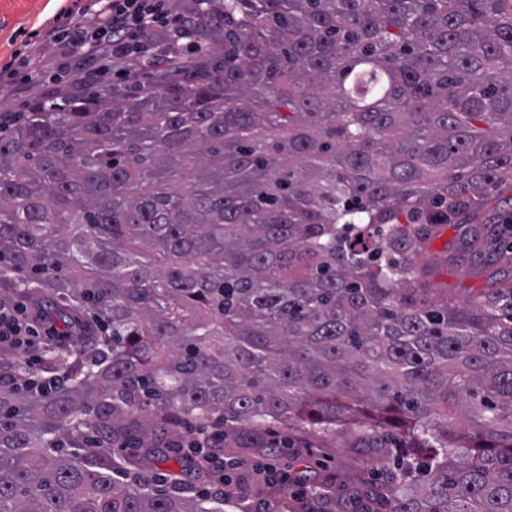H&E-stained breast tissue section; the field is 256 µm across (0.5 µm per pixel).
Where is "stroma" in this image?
<instances>
[{
    "instance_id": "obj_1",
    "label": "stroma",
    "mask_w": 512,
    "mask_h": 512,
    "mask_svg": "<svg viewBox=\"0 0 512 512\" xmlns=\"http://www.w3.org/2000/svg\"><path fill=\"white\" fill-rule=\"evenodd\" d=\"M64 6V0H0V67L22 49L24 41L34 39L52 25ZM132 41L139 50L130 57L128 74L123 79L91 68L82 69L81 78L75 83L47 80L30 87L25 83L28 68H16L10 75L0 70V113L26 112L43 101L59 103L106 87L114 93L127 94L136 84L155 80L165 67L172 42L170 32L156 30L133 36ZM467 230V225L452 219L441 225L431 241L428 253L437 259L438 265L429 282L430 298L448 299L461 307L485 288L484 276L471 272L469 260H448ZM193 430L190 424L147 434L136 428L129 441L115 445L112 453L141 456L151 446H159L164 457L150 465V475L164 477L169 484L184 482L196 497L204 488L214 485L215 480L193 468L197 455L188 447ZM223 454L242 463L232 475L230 490L243 512H254L255 508L272 503L279 512H372L374 503L366 497V490L382 491L396 472L393 446L358 447L355 431L346 426L320 433L306 425H274L263 431L237 425L224 431ZM267 463L289 473V491H281L265 481L256 482L255 465Z\"/></svg>"
}]
</instances>
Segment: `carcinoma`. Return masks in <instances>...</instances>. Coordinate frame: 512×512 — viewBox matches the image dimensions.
Wrapping results in <instances>:
<instances>
[{"mask_svg":"<svg viewBox=\"0 0 512 512\" xmlns=\"http://www.w3.org/2000/svg\"><path fill=\"white\" fill-rule=\"evenodd\" d=\"M212 62L0 133V512H226L109 454L133 423L356 419L388 512H512V250L425 303L412 258L512 192V0H224ZM474 430L478 441H466ZM99 450L86 454L91 437ZM41 336L29 324L26 306L18 302H0V347L30 350L35 346L33 337ZM42 340L44 336H41Z\"/></svg>","mask_w":512,"mask_h":512,"instance_id":"carcinoma-1","label":"carcinoma"}]
</instances>
